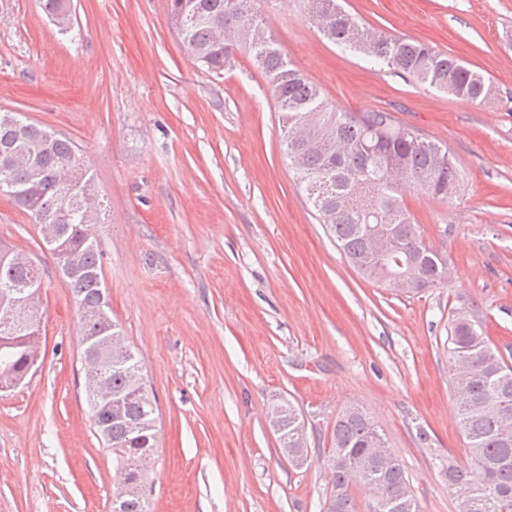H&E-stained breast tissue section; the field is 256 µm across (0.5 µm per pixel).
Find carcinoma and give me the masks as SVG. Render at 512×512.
<instances>
[{"instance_id":"cac0c4a2","label":"carcinoma","mask_w":512,"mask_h":512,"mask_svg":"<svg viewBox=\"0 0 512 512\" xmlns=\"http://www.w3.org/2000/svg\"><path fill=\"white\" fill-rule=\"evenodd\" d=\"M259 0H168L169 22L191 55L214 72L224 70L239 47L253 54L281 113L282 139L287 159L304 157L292 166L304 186L307 200L320 223L328 226L336 244L352 266L366 279L397 286L413 258L419 269L410 290L432 288L447 277L439 249L427 244L403 201L402 192L413 186L446 198L461 180L448 147L420 131L399 124L386 110L335 112L310 81L278 47L257 7ZM309 12L324 13L320 32L334 43L362 54L372 66L388 67L421 85L467 101H482L490 93L485 77L458 58L434 47L365 27L347 13L339 0H304ZM232 36L216 41L215 30ZM17 153L22 160L8 167L0 164V194L30 213L36 224H60L59 240L49 249L71 261L65 277L78 307L95 308L108 297L103 282L100 252L86 238L76 214L59 206L67 189L56 177V166L65 161L92 183L74 142L34 123L7 124L0 120V155ZM405 177L396 183L391 173ZM361 195L357 210L340 207L349 197ZM376 235L385 238L383 262L372 251ZM41 280L30 268L0 261V291L13 290L12 301L41 290ZM83 337L112 334L123 346L112 353L106 379L120 417L109 418L106 406H97L86 395L90 418L113 462L126 468L136 483L147 486L153 448L157 446V401L146 383L131 378L141 370L112 312L81 318ZM31 327L0 328V381L22 382L33 359L27 347ZM455 407L467 440L471 464L482 480L472 479L462 465L440 460V472L460 504V512H512V366L493 349L480 326L469 315L459 314L448 333ZM282 448L295 447L301 419L294 406L282 401ZM381 436L359 409L349 408L337 419L331 436L328 465L333 486L326 512H355L350 481L356 476L375 494L372 512H419L400 460L393 452L374 448ZM297 448V447H295ZM308 458V448H297ZM112 512H148L147 496H127Z\"/></svg>"}]
</instances>
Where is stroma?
Listing matches in <instances>:
<instances>
[{
	"label": "stroma",
	"mask_w": 512,
	"mask_h": 512,
	"mask_svg": "<svg viewBox=\"0 0 512 512\" xmlns=\"http://www.w3.org/2000/svg\"><path fill=\"white\" fill-rule=\"evenodd\" d=\"M371 27L454 55L492 107L424 88L342 50L300 0H265L278 45L330 109H385L447 145L463 181L407 208L448 278L421 292L363 278L288 165L279 111L246 49L207 71L166 0H0V113L72 139L103 202L95 227L119 324L158 402L151 512H324L339 413L364 411L401 459L420 512H459L439 475L464 465L448 327L465 310L512 363V0H345ZM0 241L42 280L44 351L0 392V512H110L115 465L80 373L76 301L32 218L0 195ZM288 399L309 457L289 463L267 421ZM428 442H420V433Z\"/></svg>",
	"instance_id": "35a3bbf8"
}]
</instances>
